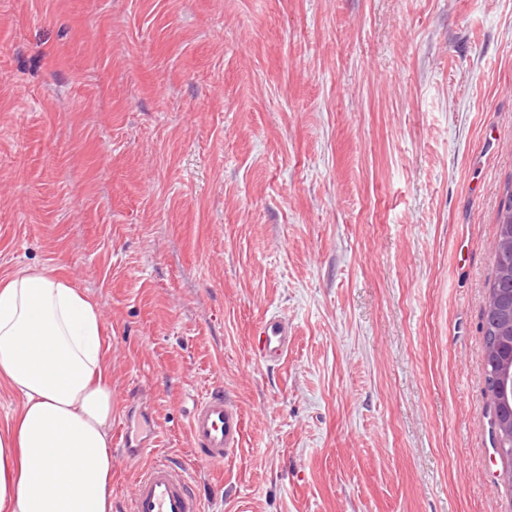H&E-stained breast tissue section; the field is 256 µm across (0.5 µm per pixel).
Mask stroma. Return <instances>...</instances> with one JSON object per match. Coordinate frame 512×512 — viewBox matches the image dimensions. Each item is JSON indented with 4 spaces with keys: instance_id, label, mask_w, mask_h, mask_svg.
Returning <instances> with one entry per match:
<instances>
[{
    "instance_id": "stroma-1",
    "label": "stroma",
    "mask_w": 512,
    "mask_h": 512,
    "mask_svg": "<svg viewBox=\"0 0 512 512\" xmlns=\"http://www.w3.org/2000/svg\"><path fill=\"white\" fill-rule=\"evenodd\" d=\"M512 187V0H0V279L111 327L113 512H512L482 312ZM288 323L282 360L253 331ZM221 388L240 451L196 462ZM254 349L259 360L276 363L288 353L292 336L288 323L279 317L262 319L254 330ZM243 435L241 410L223 389L212 390L194 405L189 438L197 461L223 465L238 453ZM129 512H201L192 473L185 464L159 459L136 475Z\"/></svg>"
}]
</instances>
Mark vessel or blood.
I'll use <instances>...</instances> for the list:
<instances>
[{
  "label": "vessel or blood",
  "mask_w": 512,
  "mask_h": 512,
  "mask_svg": "<svg viewBox=\"0 0 512 512\" xmlns=\"http://www.w3.org/2000/svg\"><path fill=\"white\" fill-rule=\"evenodd\" d=\"M292 336L282 318L262 319L254 330V349L259 360L280 361L288 352ZM243 416L224 390L215 389L199 400L189 418V438L197 461L223 464L242 446ZM128 512H202L186 465L159 459L136 475Z\"/></svg>",
  "instance_id": "b4317fda"
}]
</instances>
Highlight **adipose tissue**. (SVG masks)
I'll list each match as a JSON object with an SVG mask.
<instances>
[{
	"mask_svg": "<svg viewBox=\"0 0 512 512\" xmlns=\"http://www.w3.org/2000/svg\"><path fill=\"white\" fill-rule=\"evenodd\" d=\"M95 304L53 270L0 280V512H112V383Z\"/></svg>",
	"mask_w": 512,
	"mask_h": 512,
	"instance_id": "1",
	"label": "adipose tissue"
}]
</instances>
